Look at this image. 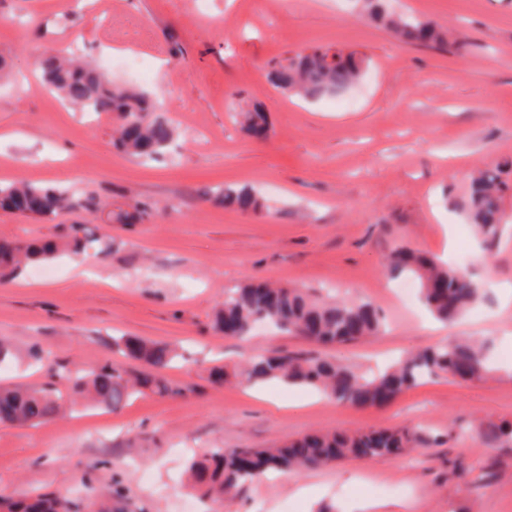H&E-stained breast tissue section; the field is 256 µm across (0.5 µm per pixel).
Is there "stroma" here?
<instances>
[{
  "label": "stroma",
  "instance_id": "1",
  "mask_svg": "<svg viewBox=\"0 0 512 512\" xmlns=\"http://www.w3.org/2000/svg\"><path fill=\"white\" fill-rule=\"evenodd\" d=\"M432 21L448 47L395 39L362 19L360 0H0V181L64 183L125 210L106 224L76 208L47 221L0 210V237L63 240L72 224L113 240L92 276L76 261L29 267L0 285V340L17 360L0 386L52 384L30 365L40 343L76 370L112 361L116 336L177 346L165 370L178 395L147 394L123 408L76 405L33 426L0 424V496L56 492L86 505L90 486L121 483L124 512H206L185 486L192 457L214 448L273 447L308 433L420 426L426 447L406 458L349 461L246 484L232 512H512V445L489 448L487 424L512 420V361L487 380L435 377L389 406L358 409L308 388L240 384L233 370L276 347L366 372L449 336L512 350V230L473 260L476 239L452 200L471 174L501 166L512 223V0H391ZM312 47L357 51L361 81L307 102L275 88L267 64ZM45 48L76 50L127 85L154 92L177 127L169 154L144 163L112 146V123L65 107L34 62ZM262 105L271 138L246 135L236 111ZM252 187L263 206L242 213L205 199ZM399 245L467 267L486 290L477 312L445 326L413 280L392 278ZM258 277L311 295L368 301L381 335L318 345L261 327L245 340L216 332L227 288ZM223 366L226 377L209 375Z\"/></svg>",
  "mask_w": 512,
  "mask_h": 512
}]
</instances>
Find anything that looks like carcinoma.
I'll return each instance as SVG.
<instances>
[{"mask_svg":"<svg viewBox=\"0 0 512 512\" xmlns=\"http://www.w3.org/2000/svg\"><path fill=\"white\" fill-rule=\"evenodd\" d=\"M363 14L383 24L405 42L428 48L445 44V35L430 21L412 15H396L386 0H364ZM364 63V57L356 51L313 48L271 65L269 79L283 91L318 100L355 86ZM36 65L46 85L66 103L83 112L107 114L117 121L113 144L123 153L146 162L166 154L174 140L173 122L147 91L116 83L109 73L74 58H61L52 50L38 56ZM235 116L240 118L248 135L261 140L269 137L271 125L261 107L237 112ZM502 193L501 169L496 166L472 178L462 205L477 242L487 253L512 227L505 221ZM211 198L238 210L261 207L260 200L247 189L219 188L211 193ZM76 207L95 213L107 224L114 220L130 224L137 218L128 211L115 213L93 197L82 201L64 184L25 180L0 183V209L5 211L51 220ZM61 251L80 258L100 259L110 254L111 246L83 224L72 225L61 246L0 240V284L14 281L33 263L54 260ZM386 269L395 278L409 277L417 282L420 301L435 320L444 324L464 316L484 298V289L467 270L447 266L407 246H397L390 252ZM259 323L323 345L375 336L383 327L380 313L368 302L322 301L310 298L299 288L274 287L267 282L224 290V301L214 310L216 331L242 340L250 336ZM112 349L142 363L145 370L130 374L112 363H105L88 370L60 373L58 377L66 386L64 392L0 387V423H38L79 397L115 411L136 394L147 391L160 396L174 394L161 375L177 357L171 344L118 336L112 338ZM489 350L487 340L450 336L377 373L363 374L322 358L268 350L247 361L236 377L247 386L280 381L315 388L338 404L381 407L427 377H493ZM481 438L489 447L512 443V422L489 424ZM422 443L419 430L408 427L356 434L306 435L276 448H215L203 459L192 462L188 473L199 495L222 508L224 503L237 498L243 485L273 472L297 474L344 460L399 457ZM92 505L97 512H122L121 489L113 485L93 500ZM0 512H72V506L54 494L25 500L0 497Z\"/></svg>","mask_w":512,"mask_h":512,"instance_id":"carcinoma-1","label":"carcinoma"}]
</instances>
